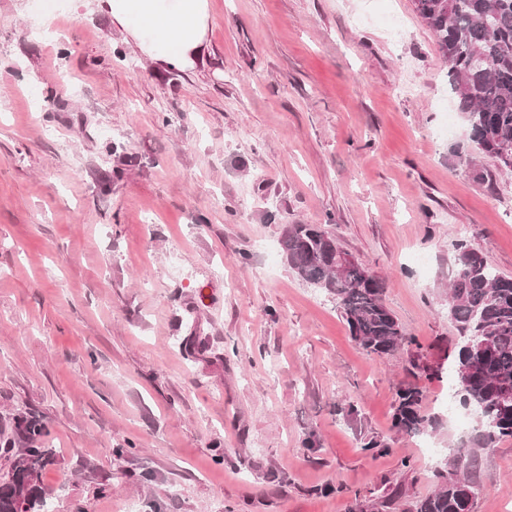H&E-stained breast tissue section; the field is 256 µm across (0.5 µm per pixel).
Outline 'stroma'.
I'll return each instance as SVG.
<instances>
[{"mask_svg":"<svg viewBox=\"0 0 512 512\" xmlns=\"http://www.w3.org/2000/svg\"><path fill=\"white\" fill-rule=\"evenodd\" d=\"M209 6L180 70L96 0H0V478L32 412L44 512H403L460 435L421 370L452 365L455 244L512 277V176L459 164L469 127L414 0ZM287 224L363 261L409 344L360 349L289 268ZM407 383L418 436L391 424ZM477 480L473 512H504L512 439Z\"/></svg>","mask_w":512,"mask_h":512,"instance_id":"35a3bbf8","label":"stroma"}]
</instances>
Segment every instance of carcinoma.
Listing matches in <instances>:
<instances>
[{"label":"carcinoma","instance_id":"1","mask_svg":"<svg viewBox=\"0 0 512 512\" xmlns=\"http://www.w3.org/2000/svg\"><path fill=\"white\" fill-rule=\"evenodd\" d=\"M416 11L436 37L448 63V82L470 129L472 151L457 154L475 169V154L512 172V0H414ZM282 248L291 270L307 284L331 295L350 336L364 352L382 357L406 336L385 305L383 282L360 261L342 263L347 252L320 224H287ZM455 270L449 281L448 317L460 332L453 370L459 403L479 411L474 435L457 448L438 473L436 489L412 512H472L478 449L512 438V278L498 275L485 257L462 240L455 243ZM393 427L421 434L433 420L420 411L416 386L399 389ZM12 472L0 479V512H38L45 489L40 477L52 451L47 425L38 416L18 422Z\"/></svg>","mask_w":512,"mask_h":512}]
</instances>
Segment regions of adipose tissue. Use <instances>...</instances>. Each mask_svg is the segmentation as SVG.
<instances>
[{
    "label": "adipose tissue",
    "instance_id": "obj_1",
    "mask_svg": "<svg viewBox=\"0 0 512 512\" xmlns=\"http://www.w3.org/2000/svg\"><path fill=\"white\" fill-rule=\"evenodd\" d=\"M98 8L161 65L192 68L208 46V0H98Z\"/></svg>",
    "mask_w": 512,
    "mask_h": 512
}]
</instances>
